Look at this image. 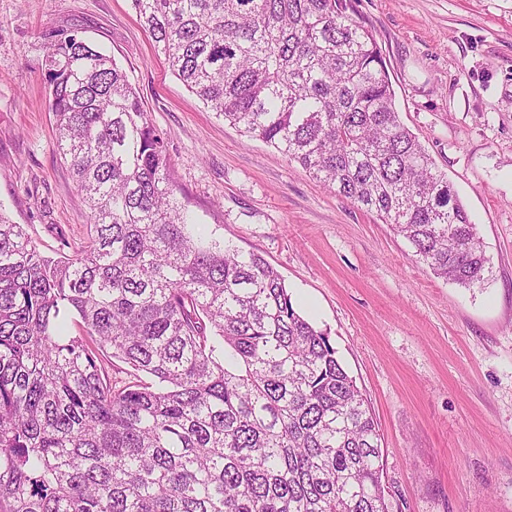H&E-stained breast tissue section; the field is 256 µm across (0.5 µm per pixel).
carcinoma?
I'll return each instance as SVG.
<instances>
[{"mask_svg":"<svg viewBox=\"0 0 512 512\" xmlns=\"http://www.w3.org/2000/svg\"><path fill=\"white\" fill-rule=\"evenodd\" d=\"M132 5L207 108L435 275L484 283L476 225L353 0ZM45 70L90 238L52 257L0 208V512H389L378 424L329 333L261 255L193 235L126 71L63 33ZM105 355L136 381L113 384Z\"/></svg>","mask_w":512,"mask_h":512,"instance_id":"obj_1","label":"carcinoma"}]
</instances>
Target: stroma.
<instances>
[{
  "mask_svg": "<svg viewBox=\"0 0 512 512\" xmlns=\"http://www.w3.org/2000/svg\"><path fill=\"white\" fill-rule=\"evenodd\" d=\"M405 125L486 246L487 281L435 277L376 214L224 122L169 71L132 0H0V208L41 251L87 242L55 149L44 58L82 31L124 68L200 225L262 255L328 331L377 419L391 512H512V0H355Z\"/></svg>",
  "mask_w": 512,
  "mask_h": 512,
  "instance_id": "stroma-1",
  "label": "stroma"
}]
</instances>
